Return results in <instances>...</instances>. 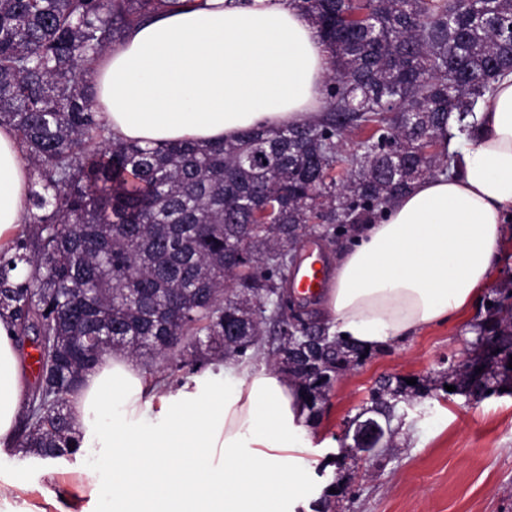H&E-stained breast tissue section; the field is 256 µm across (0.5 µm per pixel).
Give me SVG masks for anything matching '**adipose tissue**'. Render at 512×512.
<instances>
[{"label": "adipose tissue", "mask_w": 512, "mask_h": 512, "mask_svg": "<svg viewBox=\"0 0 512 512\" xmlns=\"http://www.w3.org/2000/svg\"><path fill=\"white\" fill-rule=\"evenodd\" d=\"M332 64L293 0H179L134 25L86 78L117 138L207 143L318 119ZM477 120L448 173L416 182L338 256L330 335L377 351L461 317L485 289L512 220V71ZM29 197L24 151L0 125V252L22 231ZM27 392L18 327L0 311L1 448L16 443ZM70 409L80 449L113 456L72 486L115 512H297L313 499L309 409L277 372L230 359L159 388L133 359L108 353Z\"/></svg>", "instance_id": "1"}]
</instances>
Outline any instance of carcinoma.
<instances>
[{
  "instance_id": "1",
  "label": "carcinoma",
  "mask_w": 512,
  "mask_h": 512,
  "mask_svg": "<svg viewBox=\"0 0 512 512\" xmlns=\"http://www.w3.org/2000/svg\"><path fill=\"white\" fill-rule=\"evenodd\" d=\"M294 2L334 59L322 120L247 129L222 143L142 146L112 137L83 75L170 0H0V122L14 127L41 179L29 235L0 261V308L11 310L19 335L41 339L38 363L55 371L50 383L38 378L25 409L17 440L25 453H76L70 395L107 353L172 360L178 336L211 358L256 356L273 325L279 349L295 348L284 375L311 410L336 373L361 359L325 327L306 341L285 299L288 252L308 237H347L415 182L448 172V159L414 148L433 145L454 113L458 131L474 135L479 100L512 68V0ZM160 288L171 308L155 314ZM131 292L144 303L129 304ZM109 323L116 336L160 341L151 351L71 349ZM478 329L499 352L449 375L457 394L476 401L512 392V284ZM235 332L244 340L224 347ZM400 397L415 393L385 378L372 403L389 413Z\"/></svg>"
}]
</instances>
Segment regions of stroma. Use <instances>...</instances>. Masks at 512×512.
Instances as JSON below:
<instances>
[{"label": "stroma", "instance_id": "stroma-1", "mask_svg": "<svg viewBox=\"0 0 512 512\" xmlns=\"http://www.w3.org/2000/svg\"><path fill=\"white\" fill-rule=\"evenodd\" d=\"M481 299L462 317L394 340L337 373L312 412L309 478L321 512H512V394L479 402L445 392L452 369L469 359L474 326L496 289L512 279V233ZM413 378L428 395L399 403L381 448L370 459L342 457L344 435L364 409L379 379ZM111 455L39 461L0 450V484L23 486L1 501L0 512H56L49 507L62 480L76 469H108Z\"/></svg>", "mask_w": 512, "mask_h": 512}]
</instances>
